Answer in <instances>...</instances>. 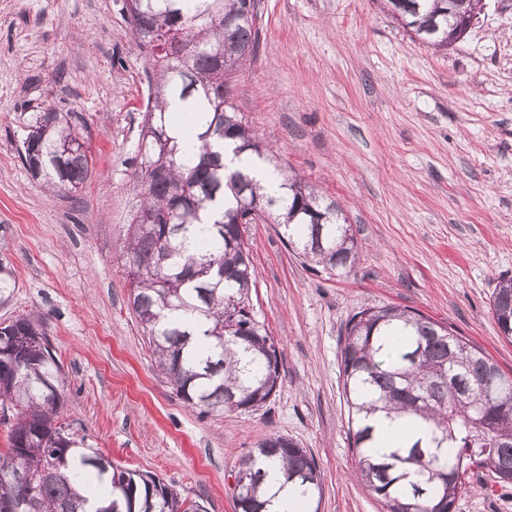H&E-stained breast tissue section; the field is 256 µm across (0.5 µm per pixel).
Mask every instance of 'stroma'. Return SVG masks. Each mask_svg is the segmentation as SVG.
Instances as JSON below:
<instances>
[{
    "mask_svg": "<svg viewBox=\"0 0 512 512\" xmlns=\"http://www.w3.org/2000/svg\"><path fill=\"white\" fill-rule=\"evenodd\" d=\"M483 4L438 51L380 0H258L259 51L226 98L285 174L340 205L359 262L318 275L273 216L249 225L251 300L282 351L278 388L257 411L201 416L156 372L129 304L120 244L151 85L124 0H0V243L18 282L0 322L42 314L66 379L60 422L206 512H235L239 461L273 435L313 456L319 512H385L347 434L349 317L365 304L416 309L512 371L490 310L512 275V0ZM49 105L70 113L94 159L75 192L48 193L18 157ZM464 483L454 512H512V485L480 469Z\"/></svg>",
    "mask_w": 512,
    "mask_h": 512,
    "instance_id": "1",
    "label": "stroma"
}]
</instances>
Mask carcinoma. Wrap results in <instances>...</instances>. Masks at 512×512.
Here are the masks:
<instances>
[{
  "mask_svg": "<svg viewBox=\"0 0 512 512\" xmlns=\"http://www.w3.org/2000/svg\"><path fill=\"white\" fill-rule=\"evenodd\" d=\"M394 19L422 43L448 49L458 28L454 0H386ZM130 21L140 46L151 51L154 96L145 122L152 134L140 145L137 171L143 188L122 253L130 280V306L152 348L158 374L200 414L249 413L262 407L279 381V344L249 315L254 269L240 225L241 206L260 202L282 228L303 262L330 277L350 272L357 261L351 225L339 208L298 178L283 177L279 195L224 163L212 146L236 143L235 154L264 156L243 117L224 100L226 76L253 60L259 49L257 0H138ZM172 30L183 33L189 50L181 58L155 52L152 42ZM189 106L202 132L198 161L186 163L173 136L168 99ZM167 147V171L152 167ZM31 144L38 178L49 191H76L91 173L92 155L69 114L37 112L24 138ZM74 145L63 155L60 146ZM231 202L217 217L211 206ZM17 282L8 257L0 256V304ZM491 313L502 336L512 341V276L498 278ZM30 337L16 350L0 331V407L20 408L8 427L9 446L0 451V512H180L185 498L149 473L124 471L58 422L61 405L43 384L56 378L65 391L61 366L41 344L42 316L15 317ZM340 363L349 407V438L359 474L383 501L386 512H453L462 476L474 466L497 482L512 484L504 469L512 460V375L481 349L422 313L394 305H366L346 322ZM383 412L415 434L380 453L379 438L364 417ZM34 466L31 480L12 476L22 459ZM283 470L279 490L269 491L267 466ZM246 493L238 512H273L285 487L308 506L320 502L321 475L314 458L283 435L259 442L239 462Z\"/></svg>",
  "mask_w": 512,
  "mask_h": 512,
  "instance_id": "cac0c4a2",
  "label": "carcinoma"
}]
</instances>
